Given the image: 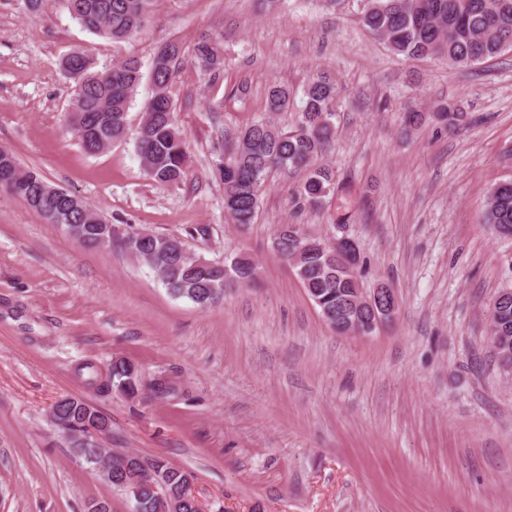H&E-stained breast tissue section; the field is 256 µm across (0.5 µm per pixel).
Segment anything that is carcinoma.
I'll list each match as a JSON object with an SVG mask.
<instances>
[{
  "label": "carcinoma",
  "instance_id": "carcinoma-1",
  "mask_svg": "<svg viewBox=\"0 0 512 512\" xmlns=\"http://www.w3.org/2000/svg\"><path fill=\"white\" fill-rule=\"evenodd\" d=\"M73 19L85 29L115 42L139 34L150 20L154 0H61ZM366 31L391 51L408 57H446L456 67H469L512 49V0H367L362 15ZM194 63L220 78L224 58L219 38L206 36L194 49ZM182 47L171 42L153 56L149 78L152 94L143 104L135 147L147 178L159 186L179 184L187 168L186 140L176 117L175 79L184 65ZM72 81V105L68 122L85 151L99 152L128 131V110L143 79L142 66L134 57L124 58L104 69L86 53L76 51L62 61ZM293 91L273 85L269 111L288 108ZM337 87L327 74L309 81L303 90L298 124L289 130L271 120L251 124L239 131L224 149L218 173L224 183V211L240 226L252 223L270 173L278 169L305 170L295 192L298 208L315 210L336 192L335 171L321 162L336 136ZM435 118L450 130L466 124L468 115L455 102H441L433 113L410 111L404 130L419 128ZM0 164L11 171V180L0 183L22 198L53 224H64L68 234L90 247L112 245L104 241L108 222L87 202L50 185L35 169L21 168L17 157L0 149ZM485 221L500 235H512V178L497 182L490 190ZM282 260L292 264L308 296L323 319L333 323L347 315L361 287L354 269L339 257L330 241L300 232L294 224H282L274 233ZM121 246L131 256L148 263L167 291L206 308L224 297L231 284L248 285L257 278V265L245 255L224 261H206L194 255L180 256L184 243L172 236L149 233L140 245ZM494 333L490 345L495 361L512 368V358L502 357V345L512 349V293H500L490 312ZM108 386L125 396L139 392L138 373L124 359H114L107 368ZM57 428L70 431L67 438L74 456L92 467L99 457L89 429L111 424L84 400L62 397L52 406ZM113 480L118 489L133 484L137 494L129 497L131 512H199L192 493L193 476L162 458L145 460L135 453H112Z\"/></svg>",
  "mask_w": 512,
  "mask_h": 512
}]
</instances>
